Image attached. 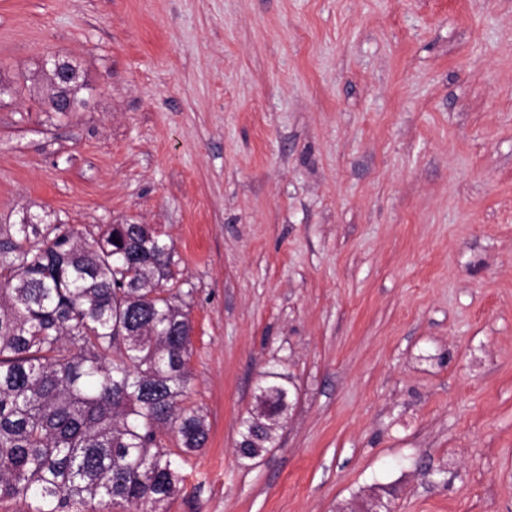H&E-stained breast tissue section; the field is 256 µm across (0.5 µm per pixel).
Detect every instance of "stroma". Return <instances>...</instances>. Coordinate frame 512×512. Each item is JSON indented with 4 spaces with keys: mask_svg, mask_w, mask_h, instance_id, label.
Masks as SVG:
<instances>
[{
    "mask_svg": "<svg viewBox=\"0 0 512 512\" xmlns=\"http://www.w3.org/2000/svg\"><path fill=\"white\" fill-rule=\"evenodd\" d=\"M0 86V224L173 244L210 433L164 512H512V0H0ZM61 64L59 62H54L52 68L55 72L57 81L59 83H67V81H69L63 88H59L56 86V79L52 70L47 71V68L43 69L42 79L44 83V90L42 102L48 107L47 111L58 112L54 108L50 107L49 104L57 97L62 96L70 99L75 104V109L70 112H77L79 108L86 104V100L81 97L80 94L83 90L87 89L88 84L83 71L80 70L78 65L69 61L62 62ZM265 377V386L261 388L259 397L264 412L246 420L245 432L237 445V452L244 459H255L274 447L278 430L276 424L288 410L289 390L279 381L283 377L275 373H266Z\"/></svg>",
    "mask_w": 512,
    "mask_h": 512,
    "instance_id": "stroma-1",
    "label": "stroma"
}]
</instances>
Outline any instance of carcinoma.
Returning a JSON list of instances; mask_svg holds the SVG:
<instances>
[{
    "mask_svg": "<svg viewBox=\"0 0 512 512\" xmlns=\"http://www.w3.org/2000/svg\"><path fill=\"white\" fill-rule=\"evenodd\" d=\"M62 66V88L42 70L50 112L59 96L86 104L83 71ZM172 253L147 224L0 225V500L24 512H159L174 494L175 456L202 450L209 426L185 405L191 291L167 287ZM265 377L264 411L237 445L244 459L274 447L288 410L282 376Z\"/></svg>",
    "mask_w": 512,
    "mask_h": 512,
    "instance_id": "carcinoma-1",
    "label": "carcinoma"
}]
</instances>
